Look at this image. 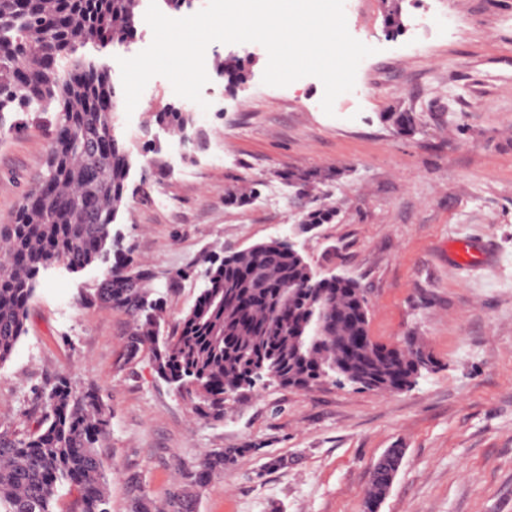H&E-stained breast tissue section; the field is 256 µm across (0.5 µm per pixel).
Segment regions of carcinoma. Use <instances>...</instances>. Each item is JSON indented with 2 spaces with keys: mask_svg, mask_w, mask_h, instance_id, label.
Here are the masks:
<instances>
[{
  "mask_svg": "<svg viewBox=\"0 0 512 512\" xmlns=\"http://www.w3.org/2000/svg\"><path fill=\"white\" fill-rule=\"evenodd\" d=\"M384 23L403 28L402 0H382ZM140 0H0V132L8 112H47L55 121L46 174L19 203L11 223L0 225V365L19 341L27 305L40 272L63 266L78 272L112 252L111 226L127 189L130 153L114 132L119 98L110 72L76 55L79 42L114 49L133 31ZM227 86L245 77L243 60L226 56ZM160 119L182 131L186 112ZM332 174L295 170L284 180L302 190ZM335 208L308 211L304 224H328ZM206 288L172 326H165L158 273L128 257H115L88 297L132 318L123 359L147 357L157 376L187 398L204 418H224V403L272 372L279 384L308 390L338 377L337 356L358 374L350 384L393 392L414 383L432 359L421 348L393 352L365 335V293L357 282L337 290L317 287L306 260L280 240L256 243L210 258ZM42 410L27 432H0V512H55L60 489L73 496V512H109L101 443L111 410L95 386L78 388L58 376L41 390ZM252 452L222 448L184 473L185 484L167 493L165 506L134 497L129 512H190L191 489ZM372 478L366 505L386 496L394 465Z\"/></svg>",
  "mask_w": 512,
  "mask_h": 512,
  "instance_id": "obj_1",
  "label": "carcinoma"
}]
</instances>
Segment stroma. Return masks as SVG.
<instances>
[{
  "instance_id": "1",
  "label": "stroma",
  "mask_w": 512,
  "mask_h": 512,
  "mask_svg": "<svg viewBox=\"0 0 512 512\" xmlns=\"http://www.w3.org/2000/svg\"><path fill=\"white\" fill-rule=\"evenodd\" d=\"M145 13L138 7L129 45L88 44L79 56L120 84L117 57L152 42ZM345 13L350 34L376 52L333 115L319 79L265 85L262 45L219 42L205 52L203 104L156 76L133 113L116 112L132 167L112 238L144 267L190 269L157 284L170 323L194 304L205 258L293 238L319 273L364 289L375 340L423 345L434 367L392 394L258 385L226 404L223 420H207L149 358L123 362L129 317L85 301L102 266L43 271L0 365V431L25 429L57 376L98 387L112 412L110 512H127L138 492L163 502L181 468L219 448L246 454L197 489L192 512H364L372 467L389 448L405 455L378 512H512V0H403L395 34L382 0H345ZM229 54L247 61L232 93L220 70ZM173 109L191 117L183 132L158 119ZM387 112L412 113L413 131L384 122ZM7 119L20 128L0 137V224L46 170L54 115ZM328 169L333 179L302 194L283 179ZM252 187L256 197L235 203ZM322 204L335 219L301 231ZM462 239L477 240L483 258L459 264L450 247ZM275 457L285 466L267 469Z\"/></svg>"
}]
</instances>
